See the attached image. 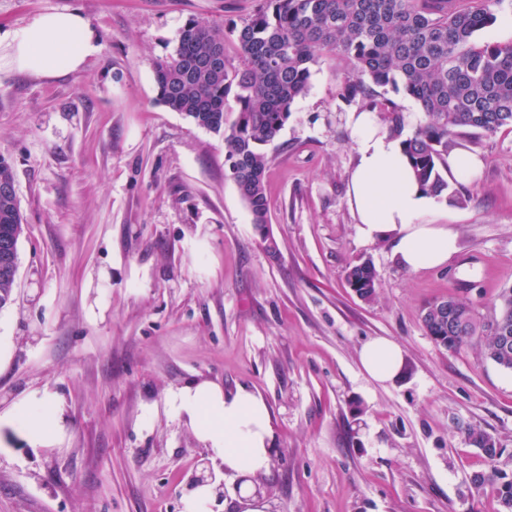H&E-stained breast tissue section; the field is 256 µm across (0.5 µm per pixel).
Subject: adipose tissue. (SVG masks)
Wrapping results in <instances>:
<instances>
[{
	"label": "adipose tissue",
	"mask_w": 512,
	"mask_h": 512,
	"mask_svg": "<svg viewBox=\"0 0 512 512\" xmlns=\"http://www.w3.org/2000/svg\"><path fill=\"white\" fill-rule=\"evenodd\" d=\"M100 46L78 11L46 12L24 26L0 34V69L38 78H57L84 68ZM356 163L347 201L357 217V233L368 241L392 238L393 255L408 271L442 268L457 251L456 236L445 224L428 223L438 206L417 183L400 139L381 130L369 112L351 113ZM404 351L387 337L360 350L366 374L378 382L401 373ZM167 404L207 449L212 459L239 477L244 512H264L253 484L270 470L273 432L265 401L240 388L225 394L221 385L192 382L171 391ZM62 405L51 396H34L6 414L0 427L17 429L30 445L51 446L62 435Z\"/></svg>",
	"instance_id": "obj_1"
}]
</instances>
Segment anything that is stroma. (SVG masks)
<instances>
[{"instance_id": "1", "label": "stroma", "mask_w": 512, "mask_h": 512, "mask_svg": "<svg viewBox=\"0 0 512 512\" xmlns=\"http://www.w3.org/2000/svg\"><path fill=\"white\" fill-rule=\"evenodd\" d=\"M261 0H0V32L80 11L99 53L77 73L0 72V155L26 219L11 301L0 309V412L59 398L65 437L34 448L0 429V512H183L192 478L224 483L209 512H242L236 476L169 410L191 381L266 402L273 451L265 512H500L465 427L495 437L512 479V372L471 340L427 336L428 302L462 293L487 317L512 286V129L459 130L478 154L473 186L449 185L458 251L416 273L388 240L367 241L347 204L355 163L341 99L344 60L321 57L307 94L268 146L269 224L259 233L224 160L222 135L157 98L152 63L192 18L242 22ZM275 251H268L267 240ZM371 260L374 300L346 283ZM404 350L376 382L359 352ZM404 351L387 337H375L360 350V361L366 374L377 382L394 380L401 373Z\"/></svg>"}]
</instances>
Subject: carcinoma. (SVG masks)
<instances>
[{"mask_svg": "<svg viewBox=\"0 0 512 512\" xmlns=\"http://www.w3.org/2000/svg\"><path fill=\"white\" fill-rule=\"evenodd\" d=\"M506 0H263L247 20L228 32L189 20L173 53L152 63L158 100L195 125L224 136L225 161L250 212L265 232L268 201L266 147L274 142L295 102L306 94L311 66L326 54L347 62L340 96L370 112H382L400 136L398 105L378 92L392 88L412 97L425 121L402 139L421 188L438 198L448 191L440 172L452 138L462 128L495 134L512 128V40L479 43L476 35L496 21ZM238 49L229 64L224 35ZM23 216L16 194L0 193V240L18 246ZM18 251L0 252V308L11 300ZM352 290L366 301L378 288L374 265L360 261L346 273ZM467 316L465 330L454 314ZM422 321L439 347L457 351L481 336L486 358L512 371V287L504 288L491 316L478 317L462 297L428 303ZM470 445L490 467L471 476L480 492L499 479L495 463L505 449L491 435L468 427Z\"/></svg>", "mask_w": 512, "mask_h": 512, "instance_id": "1", "label": "carcinoma"}]
</instances>
